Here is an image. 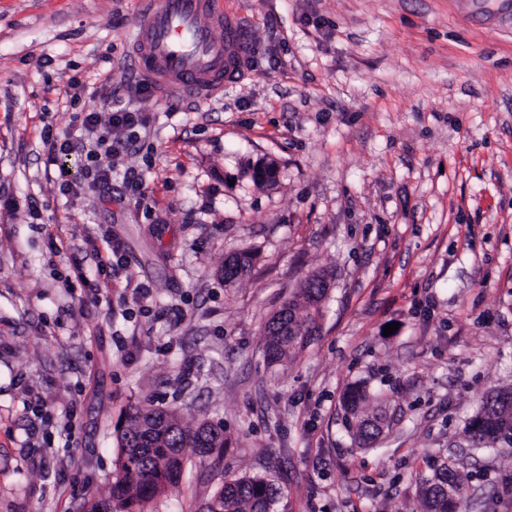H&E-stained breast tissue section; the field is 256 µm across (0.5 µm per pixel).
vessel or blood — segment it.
Listing matches in <instances>:
<instances>
[{"mask_svg": "<svg viewBox=\"0 0 512 512\" xmlns=\"http://www.w3.org/2000/svg\"><path fill=\"white\" fill-rule=\"evenodd\" d=\"M210 25H201V17ZM147 84L175 99L223 92L240 67V47L223 0H147L131 55Z\"/></svg>", "mask_w": 512, "mask_h": 512, "instance_id": "1", "label": "vessel or blood"}]
</instances>
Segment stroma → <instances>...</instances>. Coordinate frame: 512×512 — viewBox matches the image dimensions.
<instances>
[{
    "label": "stroma",
    "instance_id": "obj_1",
    "mask_svg": "<svg viewBox=\"0 0 512 512\" xmlns=\"http://www.w3.org/2000/svg\"><path fill=\"white\" fill-rule=\"evenodd\" d=\"M141 9L0 0V512L110 499L119 430L150 406L225 445L143 512H198L244 474L275 479L276 512H421L444 459L499 484L512 448L466 426L512 388V0H224L240 75L191 100L131 74ZM112 102L149 125L110 184L64 197L44 126ZM105 236L124 262L96 295L75 263ZM314 274L318 335L269 363L267 321ZM354 385L397 411L370 448ZM254 257L249 250L243 249L229 257L224 264V280L233 283L251 270Z\"/></svg>",
    "mask_w": 512,
    "mask_h": 512
}]
</instances>
